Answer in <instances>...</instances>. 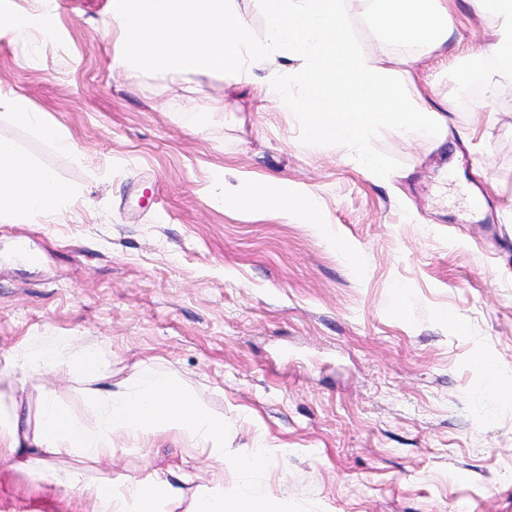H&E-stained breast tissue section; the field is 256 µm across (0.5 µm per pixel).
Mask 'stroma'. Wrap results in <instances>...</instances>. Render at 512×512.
I'll list each match as a JSON object with an SVG mask.
<instances>
[{
	"label": "stroma",
	"instance_id": "1",
	"mask_svg": "<svg viewBox=\"0 0 512 512\" xmlns=\"http://www.w3.org/2000/svg\"><path fill=\"white\" fill-rule=\"evenodd\" d=\"M447 2V51L407 67L347 2L366 57L409 72L410 98L452 104L445 141L380 135L401 163L385 179L347 147L302 144L292 112L260 94L269 72L114 71L112 0L48 2L47 37L1 28L0 94L24 97L76 153L6 115L0 137L78 196L62 217L0 223V360L56 336L94 348L116 382L154 366L223 417L225 451L271 448L252 481L297 512H512V72L473 54L495 20ZM463 69L481 83L466 108ZM269 179L309 210L215 201ZM49 384L66 403L79 387L63 369L0 399L32 414ZM113 454L118 481L188 475L163 512L208 488L183 436ZM0 512L83 504L0 459Z\"/></svg>",
	"mask_w": 512,
	"mask_h": 512
}]
</instances>
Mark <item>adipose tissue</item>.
<instances>
[{
    "instance_id": "1",
    "label": "adipose tissue",
    "mask_w": 512,
    "mask_h": 512,
    "mask_svg": "<svg viewBox=\"0 0 512 512\" xmlns=\"http://www.w3.org/2000/svg\"><path fill=\"white\" fill-rule=\"evenodd\" d=\"M474 6L492 15L496 30L483 48L499 68L512 70V0H472ZM386 43L412 46L429 54L447 46L453 29L447 0H362ZM0 109L31 128L62 153H72L67 136L47 124L19 96H0ZM75 190L60 182L48 169L25 155L18 145L0 138V221L25 224L37 215L68 210ZM217 204L245 210L261 201L286 209L300 202L286 182L270 180L247 194L217 191ZM68 369L85 381L79 409L61 404L54 389L40 394L36 421L22 417L19 406L0 409V439L16 470L36 474L46 484L88 500L87 512H161L164 499L178 497L186 476L151 483L112 479L113 450L122 446L139 448L148 436L176 433L191 438L206 454L211 492L198 495L190 512H292L287 498L268 500L253 485L224 490V470L264 471L271 461L270 450L259 447L246 452L224 450V420L212 415L188 393L164 375L140 367L133 380L118 384L108 381L97 355L87 347L58 340L46 345H25L13 350L0 367V383L16 387L33 375ZM76 454L90 461L98 472L86 478L78 469L46 466L47 457Z\"/></svg>"
}]
</instances>
